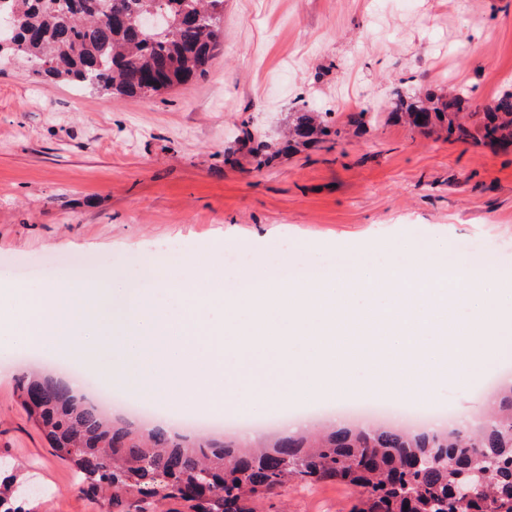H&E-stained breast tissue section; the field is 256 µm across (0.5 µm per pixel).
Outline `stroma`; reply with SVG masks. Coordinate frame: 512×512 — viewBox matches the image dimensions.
<instances>
[{"label": "stroma", "mask_w": 512, "mask_h": 512, "mask_svg": "<svg viewBox=\"0 0 512 512\" xmlns=\"http://www.w3.org/2000/svg\"><path fill=\"white\" fill-rule=\"evenodd\" d=\"M464 91L471 110L512 91V0H224L208 73L131 100L35 83L0 63V277L76 283L104 272L137 288L158 266L219 271L224 253L276 275L347 244L380 252L426 234L512 271V148L493 150L392 120L393 88ZM377 107L376 123L356 113ZM326 113L330 140L260 164L294 112ZM51 354L0 350V456L42 487L33 512H112L82 494L67 461L19 404L15 379ZM481 385L437 389L456 421L480 415L512 375L493 348ZM345 487L289 486L259 512H353Z\"/></svg>", "instance_id": "stroma-1"}]
</instances>
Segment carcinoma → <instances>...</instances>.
<instances>
[{
    "label": "carcinoma",
    "instance_id": "cac0c4a2",
    "mask_svg": "<svg viewBox=\"0 0 512 512\" xmlns=\"http://www.w3.org/2000/svg\"><path fill=\"white\" fill-rule=\"evenodd\" d=\"M224 0H0V56L34 64L41 81L141 99L205 75L223 34ZM461 94L393 93L392 113L412 128L443 126L448 137L512 145V93L475 121L461 120ZM331 130L304 111L282 151L323 141ZM15 392L78 489L106 497L114 512H154L163 501L187 512H256L294 483L339 484L361 497L357 512H512V382L499 385L489 414L444 431L400 425L327 428L269 441L148 435L117 421L59 380L28 372ZM14 475L0 478V512H27Z\"/></svg>",
    "mask_w": 512,
    "mask_h": 512
}]
</instances>
